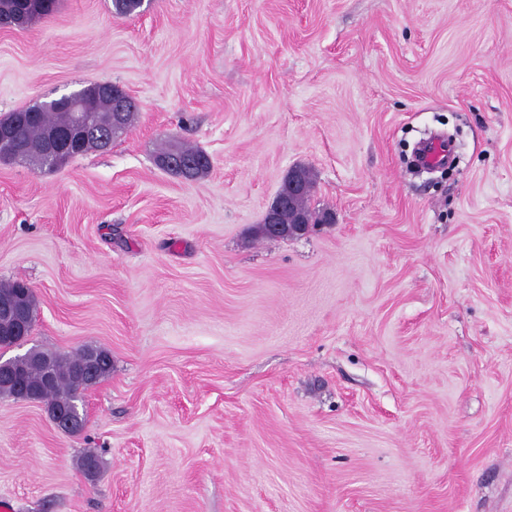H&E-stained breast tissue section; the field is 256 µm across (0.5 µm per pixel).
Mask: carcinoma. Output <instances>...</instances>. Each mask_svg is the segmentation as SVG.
Instances as JSON below:
<instances>
[{
    "label": "carcinoma",
    "mask_w": 512,
    "mask_h": 512,
    "mask_svg": "<svg viewBox=\"0 0 512 512\" xmlns=\"http://www.w3.org/2000/svg\"><path fill=\"white\" fill-rule=\"evenodd\" d=\"M57 0H0V15L21 16L23 21L19 28L24 29L34 21L48 17L56 9ZM84 97L97 104L98 112L96 120L98 129L107 132L111 129V112L108 104L104 103L100 95V85L93 84L82 89ZM71 113L68 105L59 102L45 112L30 113V107H24L8 113L0 118V125H8L13 128L15 141L24 151L22 162L33 166L42 164L43 133L48 128L63 131L69 127ZM176 153L181 157L185 165L192 169L193 178H199L210 170L208 160L203 151L198 148L184 145H172L161 151L163 155ZM27 354L36 358L50 361L55 370L56 381L54 386L42 392V399L48 405L57 408H70L72 402L80 396L81 391L92 385V382L77 369V364L83 358L95 355L105 358L101 366L100 378L108 377L112 372V357L110 353L96 346H84L75 352L63 354L56 350L31 348ZM82 472L89 478H93L100 470L98 456L88 451L80 459Z\"/></svg>",
    "instance_id": "1"
}]
</instances>
